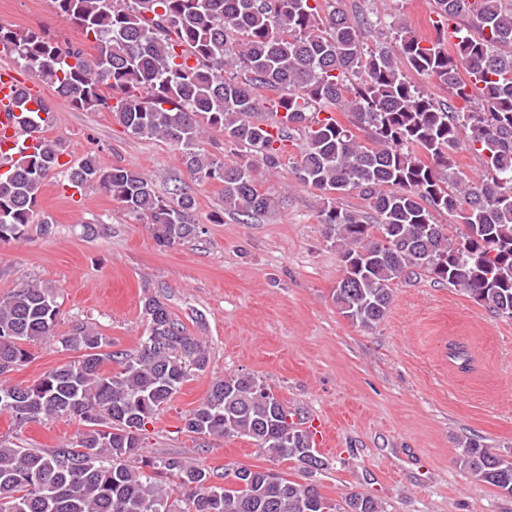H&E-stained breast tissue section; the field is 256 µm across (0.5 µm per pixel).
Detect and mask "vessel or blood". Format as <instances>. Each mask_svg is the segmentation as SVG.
Returning <instances> with one entry per match:
<instances>
[{"instance_id":"obj_1","label":"vessel or blood","mask_w":512,"mask_h":512,"mask_svg":"<svg viewBox=\"0 0 512 512\" xmlns=\"http://www.w3.org/2000/svg\"><path fill=\"white\" fill-rule=\"evenodd\" d=\"M49 110L35 88L25 83L19 73L8 66L0 67V133L9 142L19 143L25 131L48 122Z\"/></svg>"}]
</instances>
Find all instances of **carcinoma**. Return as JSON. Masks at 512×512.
Segmentation results:
<instances>
[{
	"mask_svg": "<svg viewBox=\"0 0 512 512\" xmlns=\"http://www.w3.org/2000/svg\"><path fill=\"white\" fill-rule=\"evenodd\" d=\"M330 2L322 16L319 0H49L88 47L0 24V48L72 106L105 109L130 135L173 144L189 174L222 185L224 210L234 215L251 218L275 209V201L258 189L251 165L204 152L205 131H224V142L269 170L286 142H296V179L326 195L321 223L345 266L335 302L352 324L380 323L392 285L421 272L512 319V3L430 0L449 21L471 19L480 35L437 26L425 45L399 23L391 25L392 48L369 49ZM449 38L457 39L451 48ZM405 66L446 86L454 103H437ZM260 87L275 92L281 113L270 125L251 120ZM334 112L347 113L352 126ZM33 140L17 147L16 158L0 151V167L8 166L0 173L1 242L22 239L35 222L51 223L38 201L44 180L59 169L75 187L97 184L112 194L152 225L162 247L197 236L196 202L181 188L163 198L149 176L104 171L90 156L67 168L61 141ZM464 142L483 157L477 181L456 164ZM354 190L372 214L338 205ZM440 212L456 218L460 235L435 222ZM144 313L148 335L136 353L108 352L106 337L78 325L62 339L75 359L31 386L0 385V411L20 427L40 416L85 423L75 440L51 450L0 440V512H385L381 501L358 493L333 503L315 484L274 469L237 466L235 481L223 485L188 457L143 455L142 427L208 364L205 341L188 334L164 302L145 298ZM58 316L55 293L37 283L0 300V375L26 362V344L54 336ZM448 356L469 369L466 347L451 345ZM106 360L118 370L103 372ZM185 429L248 437L271 460H294L310 473L323 466L303 418L251 374L214 383ZM458 462L512 496V458L475 440ZM179 488L191 490L182 510L173 499Z\"/></svg>",
	"mask_w": 512,
	"mask_h": 512,
	"instance_id": "carcinoma-1",
	"label": "carcinoma"
}]
</instances>
